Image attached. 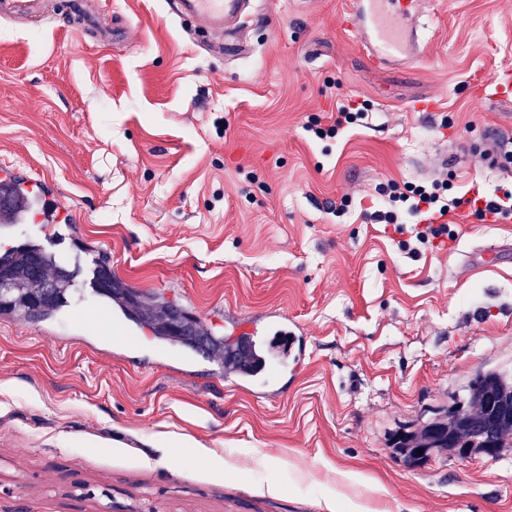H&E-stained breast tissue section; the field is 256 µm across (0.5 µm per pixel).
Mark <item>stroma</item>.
<instances>
[{"instance_id": "1", "label": "stroma", "mask_w": 512, "mask_h": 512, "mask_svg": "<svg viewBox=\"0 0 512 512\" xmlns=\"http://www.w3.org/2000/svg\"><path fill=\"white\" fill-rule=\"evenodd\" d=\"M172 0H93L111 42L35 8L0 10V164L52 182L79 224H0V244L59 237L79 272L103 248L132 290L217 336L277 312L306 368L255 398L209 358L114 340L67 306L0 314V512H512V447L420 466L390 434L512 374V219L450 213L456 240L411 252L366 219L380 188L447 180L512 191L491 164L512 100V0H424L423 55L366 65L349 0H251L244 50L214 55ZM432 98L433 114L412 111ZM364 119L322 141L344 104ZM207 455H199L198 447Z\"/></svg>"}]
</instances>
